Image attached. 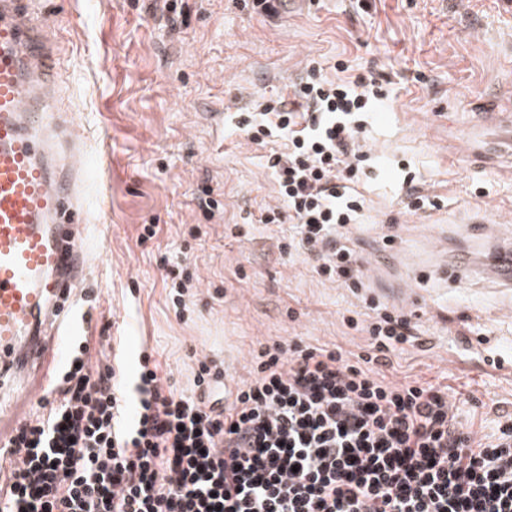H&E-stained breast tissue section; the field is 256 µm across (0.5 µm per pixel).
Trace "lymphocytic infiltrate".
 Here are the masks:
<instances>
[{
	"label": "lymphocytic infiltrate",
	"mask_w": 512,
	"mask_h": 512,
	"mask_svg": "<svg viewBox=\"0 0 512 512\" xmlns=\"http://www.w3.org/2000/svg\"><path fill=\"white\" fill-rule=\"evenodd\" d=\"M336 69L308 63L292 101L259 98L237 127L269 149L279 204L261 223L295 224L315 272L356 292L366 258L348 233L367 207L366 127L383 93ZM347 324L364 353L260 346L229 402L211 360L187 395L151 354L129 380L81 343L17 429L0 512H512V417L481 435L447 387L388 376L390 354L418 340L404 308L372 299Z\"/></svg>",
	"instance_id": "f902f5d3"
}]
</instances>
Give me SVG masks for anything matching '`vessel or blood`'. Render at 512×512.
<instances>
[{"instance_id":"vessel-or-blood-1","label":"vessel or blood","mask_w":512,"mask_h":512,"mask_svg":"<svg viewBox=\"0 0 512 512\" xmlns=\"http://www.w3.org/2000/svg\"><path fill=\"white\" fill-rule=\"evenodd\" d=\"M37 12L36 0H0V386L16 389L0 415L6 458L19 420L90 324L72 298L91 271L76 163L85 144L65 136L53 107L54 49L37 31Z\"/></svg>"}]
</instances>
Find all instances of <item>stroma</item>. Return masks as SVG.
<instances>
[{
    "mask_svg": "<svg viewBox=\"0 0 512 512\" xmlns=\"http://www.w3.org/2000/svg\"><path fill=\"white\" fill-rule=\"evenodd\" d=\"M45 0L62 110L89 148L95 187L88 233L95 264L82 283L94 325L111 317L127 377L140 351L190 391L196 355L248 376L257 342L297 338L359 352L342 316L367 298L413 310L421 344L391 353L398 377L446 385L460 419L493 433L512 415V288L489 279L481 228L512 233V153L482 161L496 132L485 106L512 109V0H311L257 14L252 0ZM388 79L367 132L372 180L354 247L377 263L363 294L324 280L304 254L282 253L295 225L264 224L278 203L264 148L213 115L260 95L289 96L310 59ZM435 207L403 205L406 174ZM211 205L203 209L200 197ZM157 234L140 241L144 225ZM446 238L447 262L431 250ZM468 258L458 274L452 262ZM193 277L176 312L165 276Z\"/></svg>",
    "mask_w": 512,
    "mask_h": 512,
    "instance_id": "obj_1",
    "label": "stroma"
}]
</instances>
